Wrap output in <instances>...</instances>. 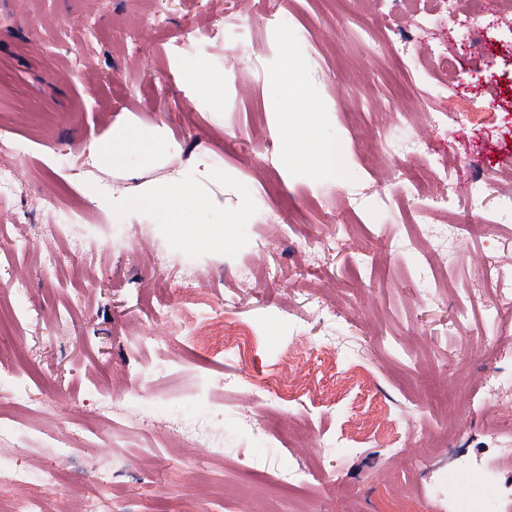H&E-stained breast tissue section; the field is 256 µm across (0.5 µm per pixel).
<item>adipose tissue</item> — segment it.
Masks as SVG:
<instances>
[{
    "mask_svg": "<svg viewBox=\"0 0 512 512\" xmlns=\"http://www.w3.org/2000/svg\"><path fill=\"white\" fill-rule=\"evenodd\" d=\"M314 115L310 112H290L286 115L285 150L291 151L294 160L307 158L321 160L325 168L337 171L341 158L334 146H310V128ZM152 140L151 151H143L145 140ZM95 161L110 167L121 163L128 155H141L145 165L161 162L168 153V144L162 129L151 133L129 127L113 128L111 133L95 139L90 145ZM209 157H196L190 171L174 170L161 182L144 185L137 194H116L112 197L113 210L136 215L144 211L157 213L164 223L175 225L181 242L191 248L209 247L210 238L199 226L200 216L215 207L216 201L210 194L212 184L218 182Z\"/></svg>",
    "mask_w": 512,
    "mask_h": 512,
    "instance_id": "ef3b65f1",
    "label": "adipose tissue"
}]
</instances>
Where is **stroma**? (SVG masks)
Listing matches in <instances>:
<instances>
[{"mask_svg":"<svg viewBox=\"0 0 512 512\" xmlns=\"http://www.w3.org/2000/svg\"><path fill=\"white\" fill-rule=\"evenodd\" d=\"M165 16L163 26L146 23L138 0H0V128L30 153L12 166L0 142V165L11 166L17 184L0 198V296L34 317L23 332L0 335V348L21 350L45 399L32 410L11 409L30 434L0 436V461L27 470L26 492L42 496L46 512H72L77 489L94 494L83 468L90 458L111 461L108 496L119 512H252L258 503L267 512H432L431 477L491 447L498 426L512 422V368H501L492 348L494 336L512 333V304L497 324L477 315L457 322L462 297L486 298L481 258L512 261V223H498V194L488 190L471 218L475 231L452 248L429 250L455 270V291L423 290L406 272L417 253L402 252L397 239L429 238L432 224L455 223L456 212L415 223V200L400 194L401 170L413 161L391 157L382 144L432 141L457 173L452 201L467 177L512 175V32L490 4L484 41L470 46L454 36L466 17L438 0L418 30L394 19L409 31L406 51L417 59L405 69L394 41L376 49L355 35L377 24L372 0L358 10L351 0H284L278 11L259 0L231 9L204 0L197 11L169 0ZM190 18L203 40L168 54ZM91 27L97 40L86 35ZM131 28L133 45L125 39ZM440 49L456 63L445 89L431 63ZM289 62L304 88L297 100L283 77ZM201 70L223 75L220 102L196 96L190 77ZM461 97L490 121L479 126L456 111ZM438 107L453 110L440 126L432 120ZM288 108L314 113L312 140L336 146L340 171L289 161ZM402 111L413 119L395 126ZM125 125L162 128L172 145L166 161L88 163L91 140ZM261 139L274 144V160L258 154ZM201 152L224 171L213 188L224 212L202 218L210 248L180 244L158 217L113 212V194L188 168ZM359 190L364 208L341 214L345 196ZM72 206L88 216L76 230L90 240L83 252L48 233L58 210ZM343 220L355 232L335 237ZM280 221L298 223L296 235L280 236ZM325 239L324 252L317 244ZM361 251L374 254L376 267L357 264ZM164 305L186 307V319L159 320ZM67 308L74 321L56 322ZM394 335L431 361L394 359L386 348ZM137 336L158 338L171 356V369L146 378V400L121 394L137 365ZM460 364L473 381L496 378L498 401H458ZM270 382L274 405L257 414L247 389ZM194 384L222 395L223 414L204 402L171 401ZM305 413L366 438L365 447L309 452ZM59 430L69 436L66 457L42 440ZM191 430L221 456L190 457L180 440ZM400 436L409 450L392 454ZM150 444L161 454L146 464L140 450ZM417 458L425 462L419 471ZM49 468L58 479L47 486L41 476ZM279 468L312 478L286 489L274 478Z\"/></svg>","mask_w":512,"mask_h":512,"instance_id":"obj_1","label":"stroma"}]
</instances>
